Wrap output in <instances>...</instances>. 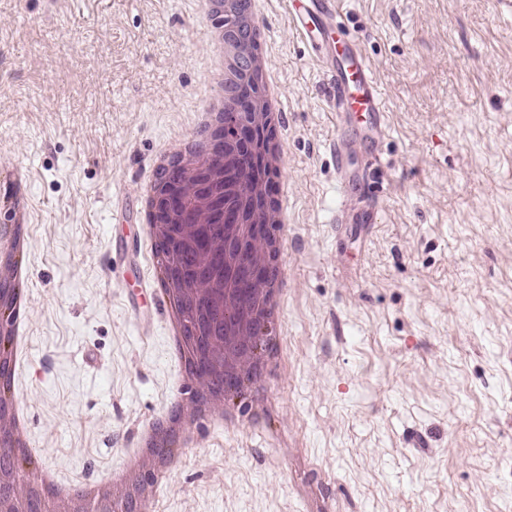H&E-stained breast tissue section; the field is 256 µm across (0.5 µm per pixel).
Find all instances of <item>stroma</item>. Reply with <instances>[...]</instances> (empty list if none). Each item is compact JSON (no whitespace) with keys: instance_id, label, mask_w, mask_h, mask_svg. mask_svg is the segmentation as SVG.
I'll list each match as a JSON object with an SVG mask.
<instances>
[{"instance_id":"35a3bbf8","label":"stroma","mask_w":512,"mask_h":512,"mask_svg":"<svg viewBox=\"0 0 512 512\" xmlns=\"http://www.w3.org/2000/svg\"><path fill=\"white\" fill-rule=\"evenodd\" d=\"M263 16L287 141L277 413L205 428L158 512H512V5L344 0L390 126L351 137L344 224L323 68L286 0ZM209 25L196 0H0V153L29 201L17 389L67 482L119 466L178 381L164 317L125 305L151 262L106 280L107 244L141 234L112 213L205 105Z\"/></svg>"}]
</instances>
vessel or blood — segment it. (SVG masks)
I'll list each match as a JSON object with an SVG mask.
<instances>
[{
    "label": "vessel or blood",
    "instance_id": "b4317fda",
    "mask_svg": "<svg viewBox=\"0 0 512 512\" xmlns=\"http://www.w3.org/2000/svg\"><path fill=\"white\" fill-rule=\"evenodd\" d=\"M288 7L291 25L325 66L330 107L336 114V134L330 142V153L336 167L339 196L344 199L349 194L346 169L349 116L358 112L366 114L374 135L380 138L388 121L387 106L356 40L342 28L340 0H288ZM108 249L109 273L123 271L135 258L121 239H110Z\"/></svg>",
    "mask_w": 512,
    "mask_h": 512
}]
</instances>
